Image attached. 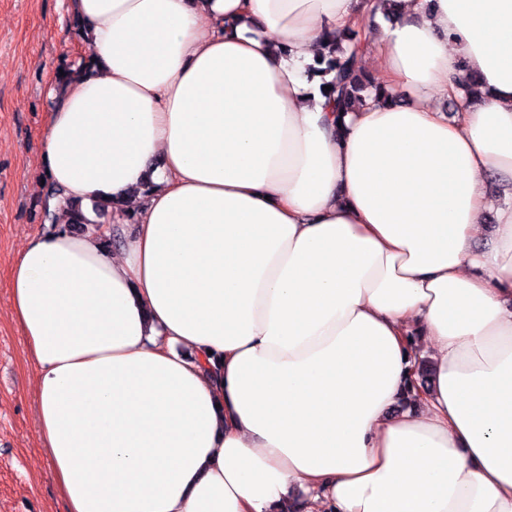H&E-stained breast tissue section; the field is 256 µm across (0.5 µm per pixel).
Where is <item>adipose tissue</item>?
<instances>
[{
  "mask_svg": "<svg viewBox=\"0 0 512 512\" xmlns=\"http://www.w3.org/2000/svg\"><path fill=\"white\" fill-rule=\"evenodd\" d=\"M71 8L101 64L42 158L121 245L62 209L10 274L68 512H512V0ZM366 14L339 116L312 68ZM66 208L70 213V226L73 230L78 231L81 228L84 232H95V224H112V198H106L100 200L94 204L93 211L96 215V220H90L87 218L82 209V203L80 200L67 199ZM108 219V223L104 221H97V219Z\"/></svg>",
  "mask_w": 512,
  "mask_h": 512,
  "instance_id": "1",
  "label": "adipose tissue"
}]
</instances>
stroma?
Masks as SVG:
<instances>
[{"instance_id":"35a3bbf8","label":"stroma","mask_w":512,"mask_h":512,"mask_svg":"<svg viewBox=\"0 0 512 512\" xmlns=\"http://www.w3.org/2000/svg\"><path fill=\"white\" fill-rule=\"evenodd\" d=\"M69 0H0V512H65L37 438L36 367L12 317L9 270L19 251L51 231L42 203L41 146L60 60L87 45L70 26Z\"/></svg>"}]
</instances>
